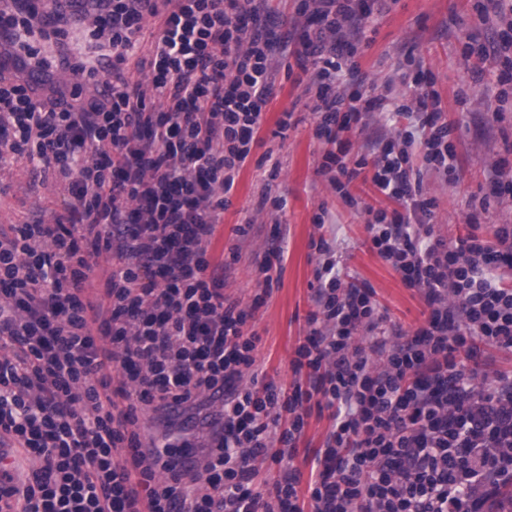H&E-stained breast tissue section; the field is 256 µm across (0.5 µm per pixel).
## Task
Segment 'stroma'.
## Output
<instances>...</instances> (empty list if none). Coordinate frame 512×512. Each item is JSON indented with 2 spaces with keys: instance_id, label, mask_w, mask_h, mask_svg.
Instances as JSON below:
<instances>
[{
  "instance_id": "35a3bbf8",
  "label": "stroma",
  "mask_w": 512,
  "mask_h": 512,
  "mask_svg": "<svg viewBox=\"0 0 512 512\" xmlns=\"http://www.w3.org/2000/svg\"><path fill=\"white\" fill-rule=\"evenodd\" d=\"M474 0H387L382 12L362 25L354 46L357 62L367 85L377 91L393 88L404 92L419 73H427L431 90L440 99L450 121L455 122L453 140L458 156L459 179L453 184L430 180L439 198L437 223L440 234L455 240L469 233L465 220L470 196L483 195L490 163L500 157L512 162V103L506 104L501 120H493L480 100L484 83L496 80L493 62L484 65V81L476 83L471 65L461 54L467 37L477 42L499 36L496 24H483L472 5ZM58 35L41 42L53 64L55 80L67 88H78L82 98L94 93L91 80L70 73L62 62L88 37L86 28L75 22L68 8H60L55 20ZM469 96L461 104V96ZM302 85L280 70L276 92L266 108L259 133L262 148L279 151L282 172L275 182L277 192L288 199L280 221L257 215L246 238L235 229L248 213H256L262 172L249 163L237 180L232 204L224 212V222L215 233L209 256L222 263L230 247H238L239 257L224 275V292L250 302L259 288L258 265L263 254L281 247L284 259L273 273L271 291L254 314V328L261 337L256 360L268 378L287 386L293 380L289 361L306 334V317L311 309L310 285L314 281V259L310 240L317 230L312 218L318 206H326L336 219V236L343 247L344 264L358 281L376 293L391 322L403 329L420 326L427 309L419 294L407 288L400 274L384 263L370 248L363 229L364 219L355 215L344 201L321 183L316 173L322 143L314 136V123ZM293 111L297 121L286 142L274 133L283 112ZM67 193L63 184L50 181L33 186L26 164L0 167V225L22 223L33 211H61Z\"/></svg>"
}]
</instances>
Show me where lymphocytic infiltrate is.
I'll use <instances>...</instances> for the list:
<instances>
[{
  "instance_id": "obj_1",
  "label": "lymphocytic infiltrate",
  "mask_w": 512,
  "mask_h": 512,
  "mask_svg": "<svg viewBox=\"0 0 512 512\" xmlns=\"http://www.w3.org/2000/svg\"><path fill=\"white\" fill-rule=\"evenodd\" d=\"M264 2L105 0L89 19L105 54L70 66L93 79L87 100L46 84L29 11L0 12L14 47L0 70L22 74L0 77V163L26 161L68 192L52 221L0 227V447L31 464L0 474V512H505L512 374L474 363L484 347L512 351V225L479 232L489 201L512 198V164L491 165L471 233L447 241L424 177L456 181L453 125L434 92L372 94L352 59L382 0H298L297 60L312 65L318 175L367 214L372 250L429 314L389 325L374 290L347 282L320 209L313 309L290 361L306 382L259 378L254 309L225 295L209 247L289 52ZM463 54L498 60L495 100H512V34ZM389 114L403 125L357 144ZM358 179L392 209L354 197ZM104 252L112 272L95 290ZM203 406L194 467L146 448L143 414L171 439ZM315 408L332 424L305 475L296 444Z\"/></svg>"
}]
</instances>
